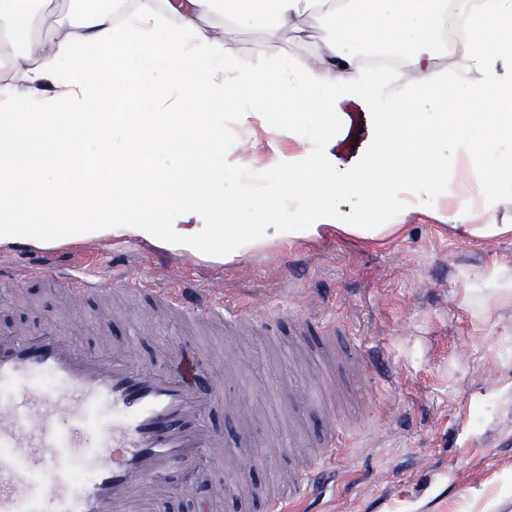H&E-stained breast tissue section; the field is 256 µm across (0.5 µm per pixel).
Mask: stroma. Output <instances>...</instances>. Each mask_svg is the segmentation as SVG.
<instances>
[{"label": "stroma", "instance_id": "35a3bbf8", "mask_svg": "<svg viewBox=\"0 0 512 512\" xmlns=\"http://www.w3.org/2000/svg\"><path fill=\"white\" fill-rule=\"evenodd\" d=\"M309 27L307 37L285 34L268 58L271 70L287 69L294 83L333 33L328 19ZM324 99L323 91L306 90L300 115L271 105L259 90L234 89L214 112L210 122L223 130L224 149L204 163L237 201L238 223H314L299 198L285 197L281 172L266 175L258 163L316 156L322 136L310 114ZM253 178L264 190L247 189ZM330 206L344 223L374 217L398 230L378 240L338 230L275 240L231 263L141 238L111 256L132 277L187 274L254 311L288 308L295 322L277 338L245 329L231 337L220 323L156 328L145 299L128 303L105 330L94 317L96 300L78 309L66 289L35 280L0 297V328H35L53 318L87 347L131 340L143 362L165 361L182 342L204 350L222 389L207 423L223 433L230 453L211 472L226 487L216 512H264L267 490L290 462L287 452L259 449L250 463H233L244 445L242 412L266 428L269 441L291 430L314 448L324 420L349 427L353 444L337 456L336 483L317 512H512V293L492 285L512 279V235L458 237L447 207L397 210L379 185L367 202L334 198ZM324 324L383 352L393 371L361 375L359 390L339 393L329 407H288L281 388L290 371L305 369L289 363L288 349L319 342ZM229 340L247 366L237 378L225 374Z\"/></svg>", "mask_w": 512, "mask_h": 512}]
</instances>
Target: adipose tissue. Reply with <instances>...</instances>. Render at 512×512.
<instances>
[{
    "instance_id": "adipose-tissue-1",
    "label": "adipose tissue",
    "mask_w": 512,
    "mask_h": 512,
    "mask_svg": "<svg viewBox=\"0 0 512 512\" xmlns=\"http://www.w3.org/2000/svg\"><path fill=\"white\" fill-rule=\"evenodd\" d=\"M443 8L444 0H360L343 12L334 0H119L113 8L77 10L72 0H30L22 11L16 0H0V140L17 142L14 156L0 157V244L20 237L38 243L82 223L83 210L72 202L85 189L89 205L104 213L99 222L82 224L86 237H141L188 252H212L229 262L276 239L321 235L335 217L330 198L361 199L378 183L397 209L424 201L436 207L450 197L448 221L458 235L512 234V224L497 217L499 198L512 196V82L498 69L504 30L512 25V0H475L456 14L455 24L466 38L457 60L462 76L454 81L435 65ZM303 16L333 19L335 33L324 42L318 65L304 73L302 87L341 93L363 111L359 117L338 111L331 98L314 114L326 133L322 153L276 163L285 193L299 197L317 223H237L211 171L192 174L145 161L91 181L80 155L112 159V136L104 131L111 116L102 110L108 92L154 85L156 73L169 75L174 92L156 100L154 125L139 120L138 96L124 102L126 140L148 148L172 134L200 155L223 144L220 133L199 132L203 117L227 93L220 81L212 82L207 94L199 93L200 78L208 73L229 70L236 86L263 90L279 104L297 101L299 89L283 72L267 69L265 61L269 46L297 30ZM218 17L261 30L250 65H238L224 35L210 28ZM368 44L392 47L409 59L418 74L411 94H383L358 69L355 48ZM126 46L151 49V67L104 63V50ZM472 70L480 73L479 81L466 79ZM49 80L64 87L65 96L38 95ZM419 96L429 97L434 110L409 111L410 98ZM452 96L471 107L457 121L448 115ZM417 136L450 141L451 148L433 157L429 171L412 178L408 171ZM162 192L182 197L179 222L140 220L141 204ZM205 200L220 210L222 221L202 230L195 220Z\"/></svg>"
}]
</instances>
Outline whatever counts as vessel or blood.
<instances>
[{"instance_id":"obj_1","label":"vessel or blood","mask_w":512,"mask_h":512,"mask_svg":"<svg viewBox=\"0 0 512 512\" xmlns=\"http://www.w3.org/2000/svg\"><path fill=\"white\" fill-rule=\"evenodd\" d=\"M76 246L47 247L28 266H0L1 282L39 280L64 284L72 301L101 294L93 265L62 267ZM125 293L149 296L160 316L223 322L234 331L239 305L188 278L163 283L122 279ZM378 353L350 344L352 373L338 385H357L355 368L376 364ZM207 356L176 348L165 365L133 358L127 344L84 348L54 323L29 332L0 331V512H153L157 497L176 486L204 504L221 495L207 482L210 464L225 458L224 437L206 422L219 401L204 386ZM348 442L330 427L325 447L311 448L288 476V487L269 497L266 512H296L311 482ZM86 460L78 481L72 464Z\"/></svg>"}]
</instances>
